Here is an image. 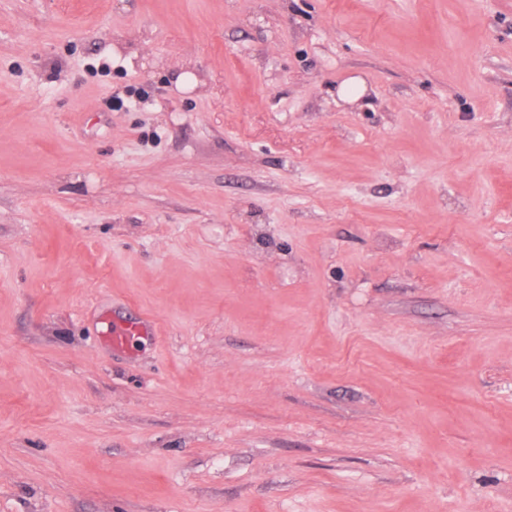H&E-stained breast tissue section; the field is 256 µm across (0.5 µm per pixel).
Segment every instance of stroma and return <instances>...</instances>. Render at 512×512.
Instances as JSON below:
<instances>
[{
	"instance_id": "1",
	"label": "stroma",
	"mask_w": 512,
	"mask_h": 512,
	"mask_svg": "<svg viewBox=\"0 0 512 512\" xmlns=\"http://www.w3.org/2000/svg\"><path fill=\"white\" fill-rule=\"evenodd\" d=\"M0 512H512V0H0ZM149 333L152 335H156V330L154 326L142 322L134 325H126L123 323L112 322L109 330L107 331V338L114 346H123L124 342L128 338V336L133 335L135 332L139 333Z\"/></svg>"
}]
</instances>
